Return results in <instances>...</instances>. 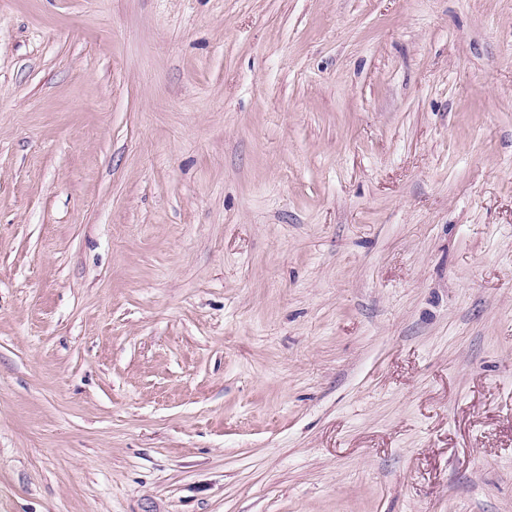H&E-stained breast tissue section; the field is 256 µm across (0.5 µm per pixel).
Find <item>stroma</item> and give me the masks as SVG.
<instances>
[{"instance_id":"35a3bbf8","label":"stroma","mask_w":512,"mask_h":512,"mask_svg":"<svg viewBox=\"0 0 512 512\" xmlns=\"http://www.w3.org/2000/svg\"><path fill=\"white\" fill-rule=\"evenodd\" d=\"M0 512H512V0H0Z\"/></svg>"}]
</instances>
